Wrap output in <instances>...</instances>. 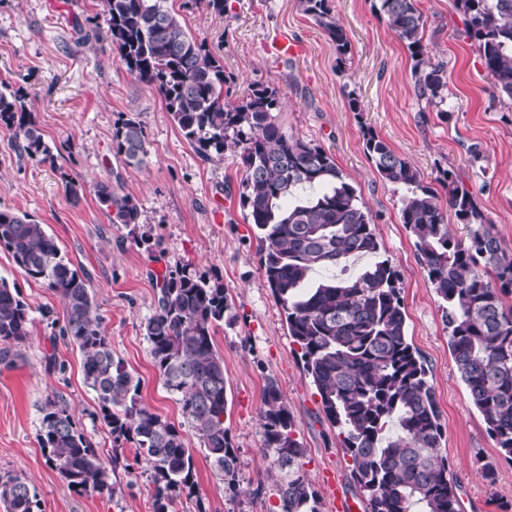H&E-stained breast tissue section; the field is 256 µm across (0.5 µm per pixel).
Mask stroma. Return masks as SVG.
Wrapping results in <instances>:
<instances>
[{"label":"stroma","mask_w":512,"mask_h":512,"mask_svg":"<svg viewBox=\"0 0 512 512\" xmlns=\"http://www.w3.org/2000/svg\"><path fill=\"white\" fill-rule=\"evenodd\" d=\"M172 3L222 62L228 98L244 94L253 83L276 89L277 123L325 149L356 188L377 224L380 256L398 275L408 338L431 370L443 453L459 486L461 512H512V462L500 457L453 362L438 298L400 220L405 189L382 180L362 138L363 126H370L426 182H434L439 170L454 171L512 248V104L493 99L479 55L464 34L457 0H418L426 22V56L447 70L445 120L418 96L414 62L379 16L377 0H332L351 43L343 61L300 0H229L221 16L207 0ZM101 10L100 0H0V80L24 87L44 140L58 150L51 166L18 161L9 133L0 130V209L33 215L71 263L89 274L95 311L113 354L140 379L145 403L177 424L183 421L180 406L163 388L143 334L155 307V276L179 263L223 276L237 319L218 329L215 341L224 356L225 425L239 450V487L234 492L225 487L197 437L187 433L198 493L180 497L176 512H273L277 498L266 474L260 426L270 379L293 415L322 512H331L322 480L329 470L353 512H365L338 430L322 411L301 350L266 282L257 231L240 203L239 154L228 151L223 160L206 161L195 153L156 92L111 52L101 51L92 23ZM278 37L303 43L305 55L268 51ZM353 98L359 111L349 108ZM120 112L146 127L147 156L141 165H125L112 153V124ZM64 172L82 184L80 200L65 193ZM112 179L140 203L152 248L136 246L100 209L92 188ZM0 278L19 286L34 317L16 365H0V471L23 475L35 487L42 512H152L149 466L135 461L131 445L115 446L107 428L93 421L97 399L84 381L80 354L53 334L50 321L62 316L58 295L25 280L2 248ZM46 309L52 318L43 317ZM51 357L66 363L65 373L49 370ZM49 399L68 406L104 462H116L112 495L70 489L46 463L38 431L40 409ZM485 464L495 470L493 481L479 473Z\"/></svg>","instance_id":"stroma-1"}]
</instances>
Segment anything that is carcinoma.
<instances>
[{
    "label": "carcinoma",
    "mask_w": 512,
    "mask_h": 512,
    "mask_svg": "<svg viewBox=\"0 0 512 512\" xmlns=\"http://www.w3.org/2000/svg\"><path fill=\"white\" fill-rule=\"evenodd\" d=\"M168 0H102L103 27L96 39L137 79L155 89L186 140L202 158L240 154L244 177L240 202L259 231L266 282L280 304L288 335L301 347L306 372L326 418L342 436V448L366 512H460L459 488L443 455L441 411L430 369L409 342L396 271L380 251L371 212L360 202L333 157L276 122L279 95L253 85L233 102L224 99V66L194 36ZM345 57L351 44L331 0H300ZM465 35L475 43L491 81L492 97L512 102V0H458ZM377 10L415 60L419 96L448 117L446 65L425 58V24L417 0H379ZM22 88L0 90V129L11 135L16 156L54 164ZM366 153L379 176L402 185L401 223L414 236L428 282L441 301L451 356L470 402L501 455L512 461V251L479 209L475 193L456 174L437 178L444 194L425 184L419 170L372 129H363ZM148 135L134 117L120 114L112 127V152L127 165L143 163ZM298 188L311 197L290 203ZM92 192L112 223L128 229L136 246L138 201L109 183ZM469 227L465 240L449 230L448 213ZM0 247L20 273L53 290L63 306L58 335L78 348L86 384L96 393L93 418L113 442L132 444L152 470L153 512H174L181 495L198 492L193 455L182 426L155 413L143 400L141 381L112 353L94 314L89 275L62 254L44 225L29 215L0 209ZM371 257L348 272L346 259ZM153 313L143 329L164 388L206 451L213 469L236 490L239 458L229 429L224 356L218 327L232 324V300L223 278L190 264L168 267L159 277ZM32 308L17 284L0 278V364L11 367L29 336ZM261 428L269 471L275 473L278 512H321L320 498L304 470L306 449L280 388L263 390ZM38 434L48 465L68 487L112 494L111 471L66 405L47 400ZM5 512H41L27 480L0 472Z\"/></svg>",
    "instance_id": "cac0c4a2"
}]
</instances>
